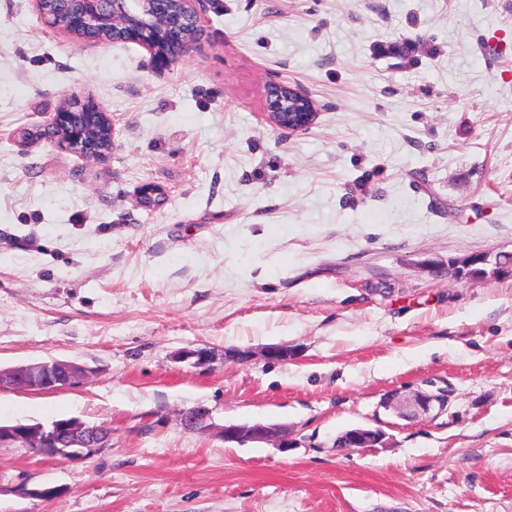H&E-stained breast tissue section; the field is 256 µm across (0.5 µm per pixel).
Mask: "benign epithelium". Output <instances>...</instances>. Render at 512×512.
Masks as SVG:
<instances>
[{
	"label": "benign epithelium",
	"mask_w": 512,
	"mask_h": 512,
	"mask_svg": "<svg viewBox=\"0 0 512 512\" xmlns=\"http://www.w3.org/2000/svg\"><path fill=\"white\" fill-rule=\"evenodd\" d=\"M59 15L69 17L64 32L101 44L132 42L142 45L150 55L154 70H168L193 50L196 40L191 33L201 30L204 0H178L179 7L171 8V0H56ZM266 119L277 130L299 132L308 129L316 120L315 102L302 91L287 85L270 84L266 88ZM94 111L105 123L111 119L103 106L92 98L63 103L45 127L39 128L42 138L53 141L59 148L97 162L109 159L111 151L92 140L82 139L79 133L89 112ZM165 197L162 188L147 184L138 190L139 203L152 207L156 198ZM494 263L501 270L509 268L498 255L482 254L453 261L458 277L464 278L478 264ZM93 373L87 365L50 358L28 365L0 368V391L22 390L43 393L69 387L77 378ZM444 405L439 395L417 392L410 396H393L384 408L404 418L418 417L431 411L434 405ZM211 412L202 408L184 420V427L196 431L208 425ZM220 437L226 443H268L275 448L292 447L290 431L285 424L252 422L220 427ZM385 434L378 430L355 428L336 439L343 449L354 451L372 448L383 441ZM111 436L103 428L88 425L78 419L53 422L49 425L0 424L1 448H28L30 444H49L53 457L84 462L109 446Z\"/></svg>",
	"instance_id": "1"
}]
</instances>
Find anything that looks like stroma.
Returning <instances> with one entry per match:
<instances>
[{
    "label": "stroma",
    "instance_id": "stroma-1",
    "mask_svg": "<svg viewBox=\"0 0 512 512\" xmlns=\"http://www.w3.org/2000/svg\"><path fill=\"white\" fill-rule=\"evenodd\" d=\"M274 82L313 125L270 126ZM85 97L107 162L18 143ZM485 253H512V0H206L163 72L0 0V367L95 370L0 391V422L112 429L82 463L0 447V512H512V273L448 268ZM417 391L444 408L383 406ZM255 421L296 448L218 434ZM358 426L385 444L338 450ZM284 99L288 103L301 104L295 112H280ZM266 119L277 130L299 132L308 129L316 120L315 102L299 89L281 84H270L266 88ZM92 373L93 369L87 365L50 358L28 365L0 368V391L43 393L69 387L76 378H86ZM435 403L444 406L445 399L442 396L425 392H417L410 396H392L383 405L388 410H393L399 417L410 418L428 414Z\"/></svg>",
    "mask_w": 512,
    "mask_h": 512
}]
</instances>
